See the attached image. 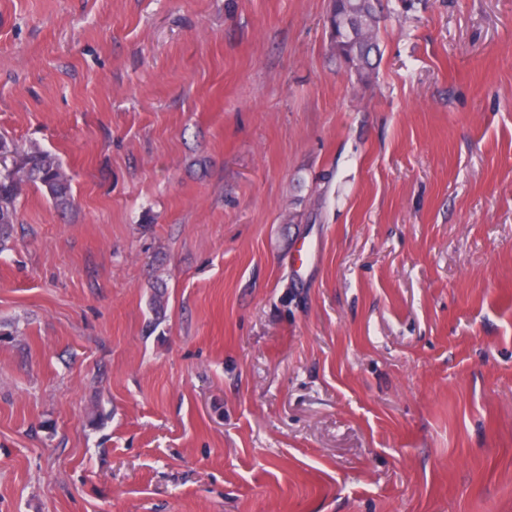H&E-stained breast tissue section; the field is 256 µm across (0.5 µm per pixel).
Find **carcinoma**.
I'll list each match as a JSON object with an SVG mask.
<instances>
[{
    "instance_id": "carcinoma-1",
    "label": "carcinoma",
    "mask_w": 512,
    "mask_h": 512,
    "mask_svg": "<svg viewBox=\"0 0 512 512\" xmlns=\"http://www.w3.org/2000/svg\"><path fill=\"white\" fill-rule=\"evenodd\" d=\"M382 0H332L328 23L331 49L357 81H367L380 55L377 32ZM26 183L40 184L62 209L72 205L71 177L53 154L33 150L19 155L0 138V232L14 223L16 200Z\"/></svg>"
}]
</instances>
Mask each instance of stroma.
<instances>
[{"label": "stroma", "mask_w": 512, "mask_h": 512, "mask_svg": "<svg viewBox=\"0 0 512 512\" xmlns=\"http://www.w3.org/2000/svg\"><path fill=\"white\" fill-rule=\"evenodd\" d=\"M330 4L0 0V512H512V0ZM382 2L333 0L331 4L328 23L332 52L359 82L370 78L380 55L377 32L385 10ZM26 183H39L59 208L72 205L71 177L56 156L40 150L19 155L0 138V232L14 223L16 200Z\"/></svg>", "instance_id": "1"}]
</instances>
